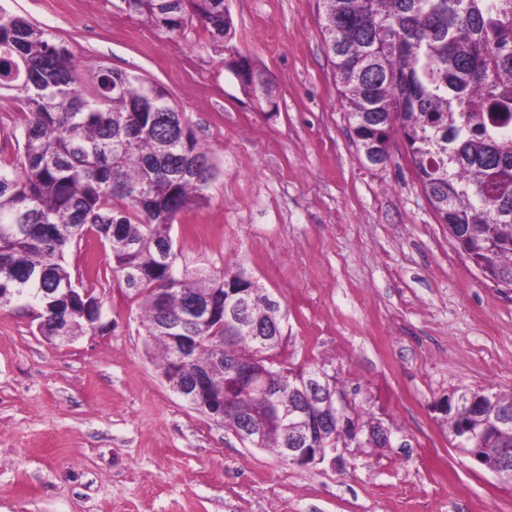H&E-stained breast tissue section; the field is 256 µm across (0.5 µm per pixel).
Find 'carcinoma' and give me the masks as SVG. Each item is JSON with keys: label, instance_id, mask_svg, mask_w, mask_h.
Here are the masks:
<instances>
[{"label": "carcinoma", "instance_id": "1", "mask_svg": "<svg viewBox=\"0 0 512 512\" xmlns=\"http://www.w3.org/2000/svg\"><path fill=\"white\" fill-rule=\"evenodd\" d=\"M126 9L168 32L187 19L204 26L224 54L234 20L224 0H123ZM321 33L334 59L336 83L359 157L389 160L393 138L438 223L459 252L491 283L512 282V0H319ZM241 85L258 106L272 98L273 79L246 58ZM27 112L22 152L0 161V289L15 288L0 309L21 305L38 313L48 337L76 336L90 327L81 308L47 305L45 292L79 287L66 250L94 236L109 245L119 287L142 306V326L161 345L163 374L179 384L215 360L263 356L270 396L224 401V426L235 431L243 410L255 413L262 447L286 456L284 415L334 419V405L302 402L300 380L317 367L289 368L275 357L278 338L259 340L234 322L187 320L190 300L252 292L249 319L282 328L281 304L239 265L189 272L178 265L173 225L205 200L214 177L209 152L195 138L167 91L140 77L101 68L84 93L68 49L45 29L0 9V93ZM208 336L181 351L179 338ZM183 352V363L174 362ZM463 399L444 420L456 448H512V394L484 390ZM381 423L360 433L324 429L314 448H348L374 440Z\"/></svg>", "mask_w": 512, "mask_h": 512}]
</instances>
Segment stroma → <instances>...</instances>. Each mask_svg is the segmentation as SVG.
<instances>
[{
    "label": "stroma",
    "mask_w": 512,
    "mask_h": 512,
    "mask_svg": "<svg viewBox=\"0 0 512 512\" xmlns=\"http://www.w3.org/2000/svg\"><path fill=\"white\" fill-rule=\"evenodd\" d=\"M235 44L273 76L259 110L197 23L168 33L123 0H0L55 35L83 85L107 67L162 85L217 166L171 236L180 264L242 263L285 314L278 359L334 374L391 445L302 468L241 443L166 383L140 305L97 240L69 248L100 326L47 340L0 311V512H512V484L453 448L439 404L512 393V289L486 281L438 224L401 140L358 156L318 0H229ZM23 105L0 97V159Z\"/></svg>",
    "instance_id": "obj_1"
}]
</instances>
